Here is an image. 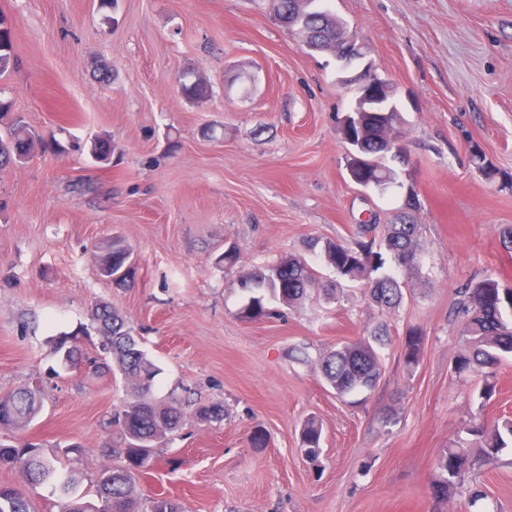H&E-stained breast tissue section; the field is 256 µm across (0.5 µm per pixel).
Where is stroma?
I'll list each match as a JSON object with an SVG mask.
<instances>
[{
	"label": "stroma",
	"mask_w": 512,
	"mask_h": 512,
	"mask_svg": "<svg viewBox=\"0 0 512 512\" xmlns=\"http://www.w3.org/2000/svg\"><path fill=\"white\" fill-rule=\"evenodd\" d=\"M391 82L405 124L406 165L386 192L349 177L350 147L336 130L355 90L336 62L308 52L261 0H0L19 65L0 76V99L64 153L34 150L0 170V394L39 385L43 408L0 437L70 449L78 493L125 455L108 422L127 401L121 375L69 368L53 339L76 335L99 352L88 314L110 304L160 367L154 393L218 402L224 419L186 417L140 475L142 496L182 512H512V462L482 468L483 492L443 500L432 488L441 452L477 415L512 416V358L480 404L476 379L453 364L465 346L462 285L493 276L512 287V0H332ZM112 72L100 81L99 69ZM189 74L207 98L182 96ZM108 136L110 164L87 148ZM485 156L486 179L470 160ZM88 183L77 190V181ZM423 227L421 272L399 307L373 305L340 279L311 240H346L360 215L387 223L408 195ZM121 237L137 261L126 288L98 260ZM236 247L241 262L219 258ZM305 259L335 285L293 308L267 300L249 319L241 271ZM387 325L391 344L375 389L344 398L317 360L336 344ZM426 335L419 363L400 357L406 334ZM305 349L308 363L291 358ZM322 426L317 459L301 451L307 418Z\"/></svg>",
	"instance_id": "obj_1"
}]
</instances>
